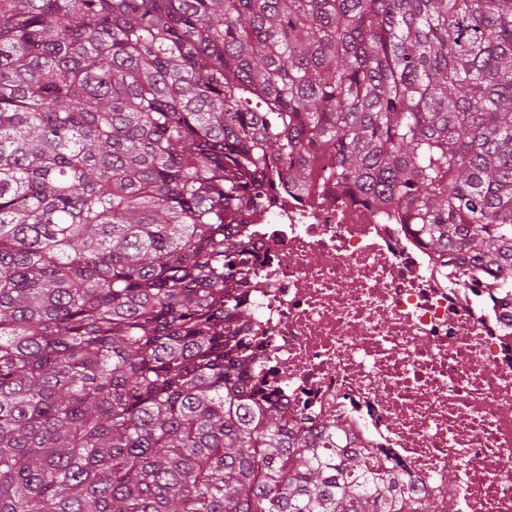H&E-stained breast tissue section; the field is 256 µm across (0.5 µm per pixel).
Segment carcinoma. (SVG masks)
I'll list each match as a JSON object with an SVG mask.
<instances>
[{"instance_id": "obj_1", "label": "carcinoma", "mask_w": 512, "mask_h": 512, "mask_svg": "<svg viewBox=\"0 0 512 512\" xmlns=\"http://www.w3.org/2000/svg\"><path fill=\"white\" fill-rule=\"evenodd\" d=\"M322 154L512 290V0H0V512H437L246 386L240 228Z\"/></svg>"}]
</instances>
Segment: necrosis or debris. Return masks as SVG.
Returning a JSON list of instances; mask_svg holds the SVG:
<instances>
[{
  "mask_svg": "<svg viewBox=\"0 0 512 512\" xmlns=\"http://www.w3.org/2000/svg\"><path fill=\"white\" fill-rule=\"evenodd\" d=\"M326 168L246 227L256 374L288 417L341 418L442 512H512V293L461 286Z\"/></svg>",
  "mask_w": 512,
  "mask_h": 512,
  "instance_id": "4bbe7bcc",
  "label": "necrosis or debris"
}]
</instances>
